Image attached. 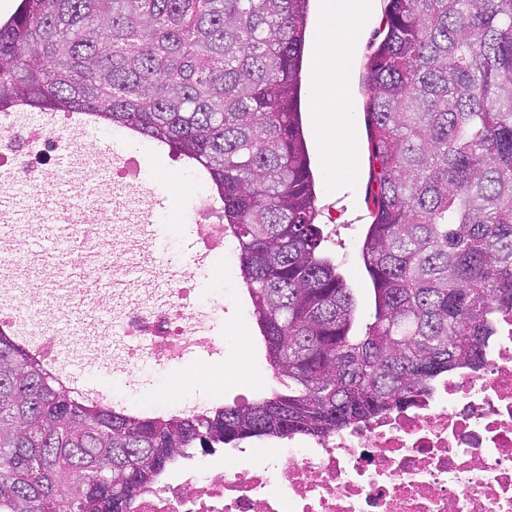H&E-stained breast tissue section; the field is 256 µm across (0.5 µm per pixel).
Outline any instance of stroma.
<instances>
[{
	"label": "stroma",
	"instance_id": "obj_1",
	"mask_svg": "<svg viewBox=\"0 0 512 512\" xmlns=\"http://www.w3.org/2000/svg\"><path fill=\"white\" fill-rule=\"evenodd\" d=\"M384 25V0H374L372 13L360 29L357 54L351 61L354 148L358 164L340 188L333 190L327 184L315 115L309 107L301 109L316 178L319 222L328 237L329 249L354 290L358 314L365 322L373 312L372 289L361 255L365 230L372 221L366 66ZM114 140L124 141L126 154L144 156L139 180L130 187L116 185L115 217L103 224L99 241L85 244L82 256L47 253L60 203L80 204L82 195L95 182L112 179V170L102 167L92 150L102 142ZM78 141L81 151L57 161L58 169L67 174L65 182L49 183L41 195L25 199L5 192L6 203L0 206V286L12 294L38 298L46 327L70 334L73 343L59 355L58 365L76 368L85 365L91 356L96 366L107 371L119 368L126 355L125 345L110 339L114 316L133 302L148 300L162 305L168 300L171 284L167 267L141 234L138 216L153 209L156 195L168 190L171 172L184 168L185 163L173 151L158 148L148 139L126 141L120 131L101 124L81 129ZM103 250L118 252L120 261L102 264L99 253ZM88 275L105 285L101 296L94 301L80 297L83 279ZM211 334L221 341L223 353L214 360L209 377H197V366L193 363L179 366L165 363L121 371L118 383L109 384L105 391L108 400L120 408L134 403L144 414L157 415L165 411L159 396L163 390H179L203 409L233 401H252L275 388V381L261 383L238 376L228 367L229 359L239 349L236 339L242 335L248 338L255 359L263 360L264 350L255 319L241 320L236 307H229L228 311L218 313Z\"/></svg>",
	"mask_w": 512,
	"mask_h": 512
}]
</instances>
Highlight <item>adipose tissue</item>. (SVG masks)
Here are the masks:
<instances>
[{
    "instance_id": "obj_1",
    "label": "adipose tissue",
    "mask_w": 512,
    "mask_h": 512,
    "mask_svg": "<svg viewBox=\"0 0 512 512\" xmlns=\"http://www.w3.org/2000/svg\"><path fill=\"white\" fill-rule=\"evenodd\" d=\"M373 8V0H325V23L317 35L315 69L323 84L313 91L310 100L312 112L321 117L319 127L326 142H350L352 126L349 85V62L336 57L332 45L338 32L334 26L337 13L345 12L356 22H364Z\"/></svg>"
}]
</instances>
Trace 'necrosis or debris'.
I'll return each instance as SVG.
<instances>
[{
    "label": "necrosis or debris",
    "instance_id": "1",
    "mask_svg": "<svg viewBox=\"0 0 512 512\" xmlns=\"http://www.w3.org/2000/svg\"><path fill=\"white\" fill-rule=\"evenodd\" d=\"M77 147L71 123L46 112L20 122L0 113V187L40 194L53 158ZM195 212L206 250L224 254L232 277L237 247L213 191L198 178ZM191 285L165 304L123 310L112 331L139 367L207 344ZM130 512H512V319L502 322L475 370L436 381L411 405L327 438L289 437L274 452L215 449L185 457L134 496Z\"/></svg>",
    "mask_w": 512,
    "mask_h": 512
}]
</instances>
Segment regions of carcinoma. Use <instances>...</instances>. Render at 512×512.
Segmentation results:
<instances>
[{"mask_svg": "<svg viewBox=\"0 0 512 512\" xmlns=\"http://www.w3.org/2000/svg\"><path fill=\"white\" fill-rule=\"evenodd\" d=\"M310 0H19L0 112H81L214 186L280 388L140 417L0 334V512H127L196 448L325 438L483 362L512 317V0H387L369 65L373 321L326 248L298 97Z\"/></svg>", "mask_w": 512, "mask_h": 512, "instance_id": "obj_1", "label": "carcinoma"}]
</instances>
